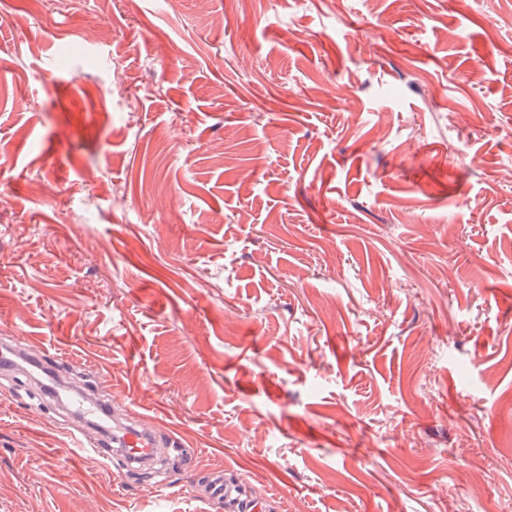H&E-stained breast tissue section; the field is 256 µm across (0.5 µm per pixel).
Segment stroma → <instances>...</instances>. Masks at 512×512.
I'll return each instance as SVG.
<instances>
[{
	"instance_id": "35a3bbf8",
	"label": "stroma",
	"mask_w": 512,
	"mask_h": 512,
	"mask_svg": "<svg viewBox=\"0 0 512 512\" xmlns=\"http://www.w3.org/2000/svg\"><path fill=\"white\" fill-rule=\"evenodd\" d=\"M502 2L0 0V336L185 454L87 464L0 374V502L512 512ZM208 494L207 499L216 503H224L227 509H233L230 503L235 499L234 487L224 483V477L220 471H213L207 477Z\"/></svg>"
}]
</instances>
